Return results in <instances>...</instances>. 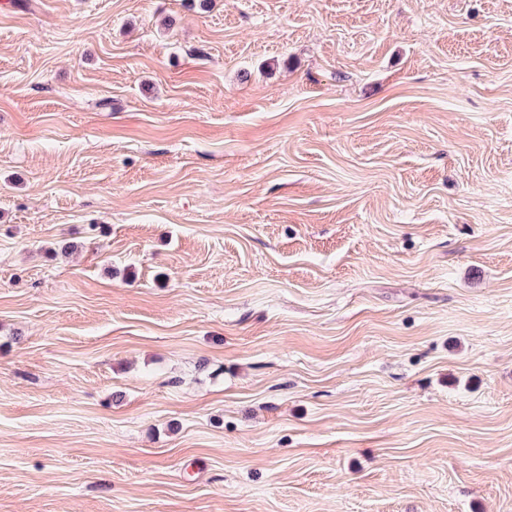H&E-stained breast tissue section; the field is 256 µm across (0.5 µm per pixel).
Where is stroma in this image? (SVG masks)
<instances>
[{
    "label": "stroma",
    "mask_w": 512,
    "mask_h": 512,
    "mask_svg": "<svg viewBox=\"0 0 512 512\" xmlns=\"http://www.w3.org/2000/svg\"><path fill=\"white\" fill-rule=\"evenodd\" d=\"M0 512H512V0H0Z\"/></svg>",
    "instance_id": "stroma-1"
}]
</instances>
